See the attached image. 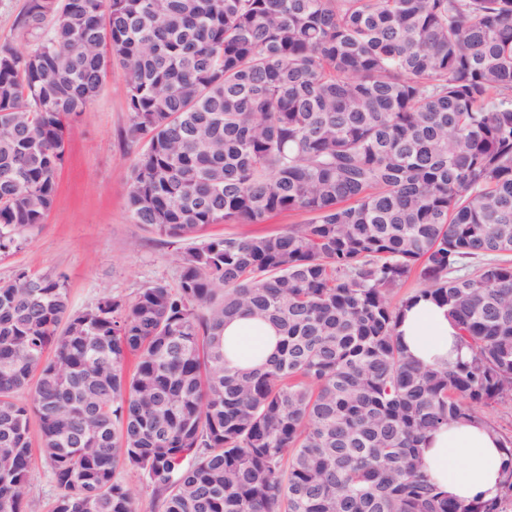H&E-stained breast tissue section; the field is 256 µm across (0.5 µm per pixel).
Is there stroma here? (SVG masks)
Here are the masks:
<instances>
[{
  "label": "stroma",
  "instance_id": "1",
  "mask_svg": "<svg viewBox=\"0 0 512 512\" xmlns=\"http://www.w3.org/2000/svg\"><path fill=\"white\" fill-rule=\"evenodd\" d=\"M28 0H0V49L28 51L37 39L23 26ZM128 73L120 64L107 70L87 112L72 120L54 204L41 226L21 244L0 252V279L18 270L63 276L74 308L93 306L106 295L132 301L156 282L179 283L177 256L187 241L160 236L135 223L126 197L132 167L144 144L128 134ZM306 213L285 211L263 224H214L210 237L277 233L302 224ZM59 490L41 457H34L26 512H50Z\"/></svg>",
  "mask_w": 512,
  "mask_h": 512
}]
</instances>
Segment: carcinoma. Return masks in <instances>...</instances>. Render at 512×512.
I'll return each instance as SVG.
<instances>
[{"label": "carcinoma", "mask_w": 512, "mask_h": 512, "mask_svg": "<svg viewBox=\"0 0 512 512\" xmlns=\"http://www.w3.org/2000/svg\"><path fill=\"white\" fill-rule=\"evenodd\" d=\"M24 26L36 47L0 50V250L43 223L114 59L146 142L128 211L200 243L130 303L0 281V512H25L33 416L53 512H136L121 470L161 512H503L512 447L468 503L419 448L512 397V0H29ZM283 211L310 218L203 238ZM419 297L468 358H409ZM242 315L281 336L254 369L225 356ZM309 215L299 211H285L264 224H213L204 232V238L235 234L240 237L277 233L288 229L289 224H303Z\"/></svg>", "instance_id": "carcinoma-1"}]
</instances>
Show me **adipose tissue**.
Here are the masks:
<instances>
[{"label": "adipose tissue", "mask_w": 512, "mask_h": 512, "mask_svg": "<svg viewBox=\"0 0 512 512\" xmlns=\"http://www.w3.org/2000/svg\"><path fill=\"white\" fill-rule=\"evenodd\" d=\"M397 332L408 355L424 364H452L469 355L447 308L428 299H418L405 311ZM224 338L230 363L248 368L263 364L278 343L270 325L249 317L228 323ZM420 455L434 482L450 498L489 500L499 493L502 439L484 423H448L427 435Z\"/></svg>", "instance_id": "adipose-tissue-1"}]
</instances>
